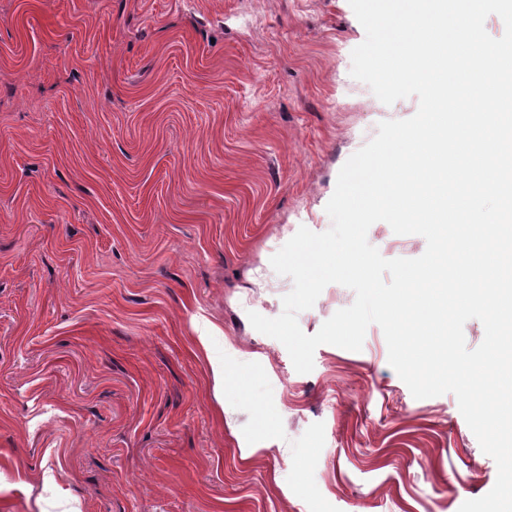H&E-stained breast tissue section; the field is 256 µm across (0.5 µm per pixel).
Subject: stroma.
Here are the masks:
<instances>
[{
	"label": "stroma",
	"mask_w": 512,
	"mask_h": 512,
	"mask_svg": "<svg viewBox=\"0 0 512 512\" xmlns=\"http://www.w3.org/2000/svg\"><path fill=\"white\" fill-rule=\"evenodd\" d=\"M348 0H0V512H458L497 467L455 395L414 398L382 329L310 373L243 333L283 224L413 116L351 77ZM397 265L415 227L374 224ZM355 294L298 315L319 331ZM248 352L236 430L197 327Z\"/></svg>",
	"instance_id": "35a3bbf8"
}]
</instances>
